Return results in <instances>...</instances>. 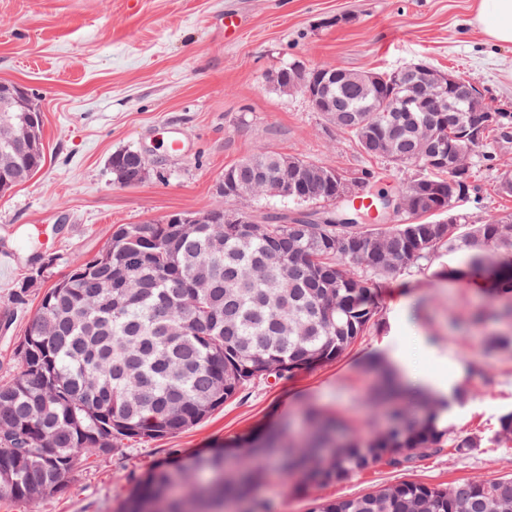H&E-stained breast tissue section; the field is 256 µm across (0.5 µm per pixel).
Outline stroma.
<instances>
[{"label":"stroma","mask_w":512,"mask_h":512,"mask_svg":"<svg viewBox=\"0 0 512 512\" xmlns=\"http://www.w3.org/2000/svg\"><path fill=\"white\" fill-rule=\"evenodd\" d=\"M476 0H0V82L24 88L41 108L45 163L31 180L0 195V381L14 377L17 349L44 292L64 278L76 257L107 246L114 227L192 212L216 202L228 168L260 148L337 169L346 175L383 172L370 191L393 189L405 170L362 155L298 91L271 82L281 66L327 63L351 72H393L423 63L473 84L491 107L512 113V44L488 43L473 22ZM239 17L225 36V15ZM177 135L183 151H165ZM119 149L142 152L150 173L123 185L109 160ZM512 171V139L497 140L474 159L469 223L512 216V197L498 181ZM448 254L395 276L413 292L408 310L394 312L390 291H378L383 320L402 335L427 330L438 352L422 365L465 374L467 396L448 423L483 445L455 448L393 468L380 463L342 482L289 493L284 471L268 474L255 492L270 512H307L319 498L353 497L412 479L434 486L512 475V449L494 440L499 419L512 411V352H491L482 337L512 336V321L488 315L489 294L444 288L438 274ZM32 280L23 301L15 292ZM393 342L387 329L362 337L340 361L283 382H262L177 437L125 443L93 455L65 492L37 512H120L134 480L169 458L204 455L261 427L302 438L306 412L345 418L367 437L388 427L385 406L371 389V363Z\"/></svg>","instance_id":"35a3bbf8"}]
</instances>
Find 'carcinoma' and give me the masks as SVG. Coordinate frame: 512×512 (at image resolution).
I'll use <instances>...</instances> for the list:
<instances>
[{
	"label": "carcinoma",
	"mask_w": 512,
	"mask_h": 512,
	"mask_svg": "<svg viewBox=\"0 0 512 512\" xmlns=\"http://www.w3.org/2000/svg\"><path fill=\"white\" fill-rule=\"evenodd\" d=\"M404 90L392 78L338 70L330 124L350 135L360 151L420 175L392 197L423 184L424 197L388 213L387 195L373 196L375 217L354 205L374 174L347 177L339 170L259 149L224 169L230 184L255 195L287 165L302 182L276 198L297 205L340 200L345 209L251 214L242 224H202L183 235L163 218L121 224L98 255L72 262L64 279L43 295L18 349L19 371L0 381V498L36 508L62 492L87 460L126 441L174 437L202 423L257 380H286L342 358L379 324L372 296L381 282L431 261L441 252L466 251L478 270L494 255L497 290L512 294V222L492 218L467 224L459 202L469 194L475 152L491 137L509 138L511 112L483 99L476 112L395 111ZM375 100L386 112H361ZM32 101L0 112V126H30L35 145L0 138V168L24 181L44 163L42 115ZM118 182L138 180L146 161L133 150L112 153ZM485 346L512 349L490 333ZM453 399L425 398L414 417L399 407V426L370 440L339 441L341 428L308 417L304 446L267 429L239 436L230 446L262 444L267 452L228 472L222 453L190 461L211 478L176 496L181 466L165 465L139 478L122 512H220L224 500L249 498L252 484L276 460L288 491L339 483L371 465L399 467L438 454L448 442L467 454L481 447L473 434L450 437L440 415ZM497 444L512 446V413L499 419ZM309 512H512V477L468 481L450 488L401 480L356 497L317 499Z\"/></svg>",
	"instance_id": "carcinoma-1"
}]
</instances>
